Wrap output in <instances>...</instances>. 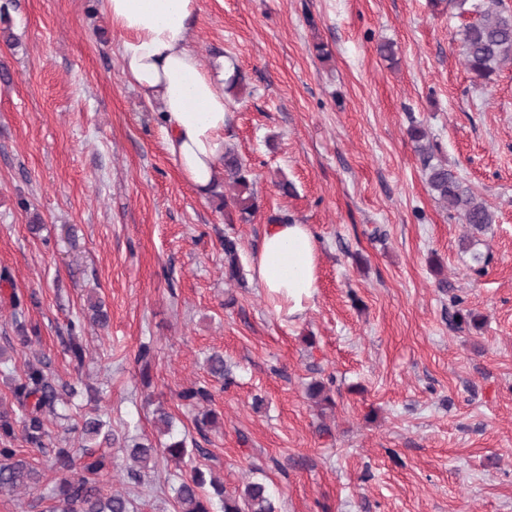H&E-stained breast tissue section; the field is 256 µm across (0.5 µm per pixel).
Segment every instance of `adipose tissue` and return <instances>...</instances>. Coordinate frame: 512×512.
Listing matches in <instances>:
<instances>
[{
  "label": "adipose tissue",
  "mask_w": 512,
  "mask_h": 512,
  "mask_svg": "<svg viewBox=\"0 0 512 512\" xmlns=\"http://www.w3.org/2000/svg\"><path fill=\"white\" fill-rule=\"evenodd\" d=\"M122 33L123 70L160 106L165 146L184 180L204 192L220 177L227 112L224 74L202 67L190 46L197 0H100ZM317 241L308 225H268L254 278L276 312L301 315L318 288Z\"/></svg>",
  "instance_id": "adipose-tissue-1"
}]
</instances>
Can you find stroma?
<instances>
[{
  "label": "stroma",
  "instance_id": "stroma-1",
  "mask_svg": "<svg viewBox=\"0 0 512 512\" xmlns=\"http://www.w3.org/2000/svg\"><path fill=\"white\" fill-rule=\"evenodd\" d=\"M475 19L455 0H198L194 51L245 77L224 137L259 209L229 224L181 178L98 0H0V412H16V373L41 359L76 384L75 420L155 441L163 407L227 491L262 481L279 512H512V61L474 80L460 39ZM413 125L494 215L474 249L483 272L467 225L432 196ZM284 214L319 247L317 293L291 320L252 271ZM228 236L242 285L224 275ZM15 294L35 301L28 345ZM74 320L79 369L65 352ZM214 352L231 385L209 373ZM314 381L331 406L307 397ZM202 384L206 409L182 407L179 392ZM207 410L215 424L197 428ZM64 427L48 420L40 448L15 440L42 479L0 493V512H46L61 477L52 451L81 442ZM110 454L105 489L138 512H175L174 463L138 485L126 454Z\"/></svg>",
  "mask_w": 512,
  "mask_h": 512
}]
</instances>
